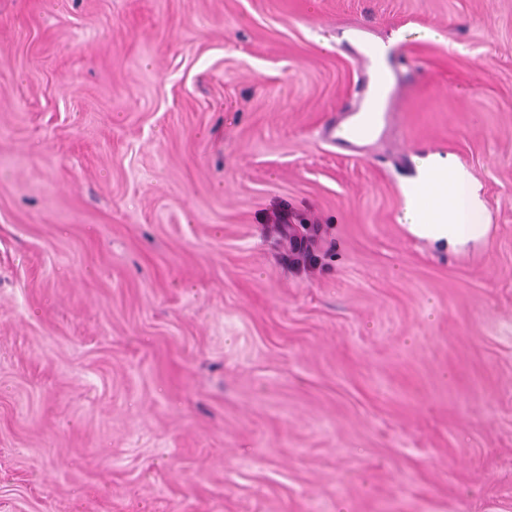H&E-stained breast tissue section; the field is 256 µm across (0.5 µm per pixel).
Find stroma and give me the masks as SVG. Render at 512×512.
Here are the masks:
<instances>
[{
  "instance_id": "1",
  "label": "stroma",
  "mask_w": 512,
  "mask_h": 512,
  "mask_svg": "<svg viewBox=\"0 0 512 512\" xmlns=\"http://www.w3.org/2000/svg\"><path fill=\"white\" fill-rule=\"evenodd\" d=\"M0 512H512V0H0ZM367 102L361 112H366ZM384 118L379 112H366L358 121H348L340 124H332L328 127L331 141L362 142L372 138L377 130L380 119ZM431 171L453 174L456 180L454 192L450 176L434 173L415 186L412 197L417 215L427 221L436 222L441 215L448 212V215L444 216V224H422L415 221L407 211L404 219L414 236L440 243L448 247V250L457 251L467 242L479 239L485 234L486 224H481L479 216L483 203L477 187L468 175L457 170L447 156L428 154L421 158L415 176L410 178L405 189Z\"/></svg>"
}]
</instances>
